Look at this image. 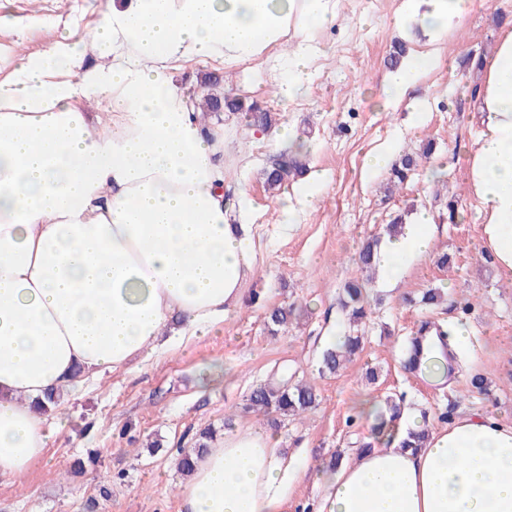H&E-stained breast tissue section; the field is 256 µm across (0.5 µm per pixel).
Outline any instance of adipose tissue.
I'll use <instances>...</instances> for the list:
<instances>
[{"mask_svg": "<svg viewBox=\"0 0 512 512\" xmlns=\"http://www.w3.org/2000/svg\"><path fill=\"white\" fill-rule=\"evenodd\" d=\"M469 0H403L433 38ZM338 0H99L93 31L65 28L42 50L11 51L0 78V478L26 473L62 418L50 391L126 369L219 330L258 261L232 223L247 212L224 168V128L201 120L187 63L225 69L277 50L276 95L291 101L326 55L319 31ZM97 111H89V104ZM481 129L468 156L481 246L512 286V26L485 58ZM428 212L378 254L389 281L432 246ZM404 415L396 438L319 475L316 512H512V423L470 411L430 433ZM305 474L279 436L239 427L196 456L182 512H283Z\"/></svg>", "mask_w": 512, "mask_h": 512, "instance_id": "obj_1", "label": "adipose tissue"}]
</instances>
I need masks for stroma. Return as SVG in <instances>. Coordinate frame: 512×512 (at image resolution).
<instances>
[{
    "instance_id": "35a3bbf8",
    "label": "stroma",
    "mask_w": 512,
    "mask_h": 512,
    "mask_svg": "<svg viewBox=\"0 0 512 512\" xmlns=\"http://www.w3.org/2000/svg\"><path fill=\"white\" fill-rule=\"evenodd\" d=\"M90 2L0 0V48L39 50L74 21L94 28L99 15ZM400 4L339 0L336 25L320 35L330 53L319 61L309 93L290 103L276 96L270 67L245 63L228 72L210 62L187 64L189 92L215 85L227 96L263 102L276 123L317 142L306 163L329 176L320 206L288 224L279 193L268 190L263 177L274 148L252 141L240 114L215 113L224 125V164L255 208L249 230L258 266L244 283L252 304L231 313L218 332L68 394L65 425L41 458L24 475L0 479V512H181L178 449L191 447L203 429H211L218 444L225 431L241 425L276 426L284 448H305L311 473L286 512H311L320 495L314 472L337 452L351 460L368 430V418L358 412L363 395L380 404L390 397L403 411L426 414L433 429L475 408L512 422V288L484 256L466 184L468 154L480 129L472 101L478 71L471 61L490 53L502 22L512 20V0L470 7L449 29L415 91L424 101L419 113L406 101L380 95L398 47L411 56L431 47L417 22L394 31ZM380 148L396 158L422 151L429 157L411 180L390 188L388 171L364 168L367 154ZM451 199L460 213L453 224L446 209ZM422 210L435 219L431 252L395 287L380 278L370 282L371 315L359 328L362 350L337 373L322 372L323 336L347 329L338 292L359 273L362 241L385 235L394 218L412 223ZM442 253L449 257L444 269L436 265ZM428 288L441 289L444 298L424 311L416 299ZM275 307L291 308L292 315L274 335L266 315ZM451 316L465 318L473 337L448 386L411 373L402 350L422 322ZM370 368L379 372L373 385L365 378ZM285 373L316 388L315 409L277 425L270 415L242 413L255 387ZM476 374L490 379L488 393L470 391ZM156 439L161 448L148 449Z\"/></svg>"
}]
</instances>
